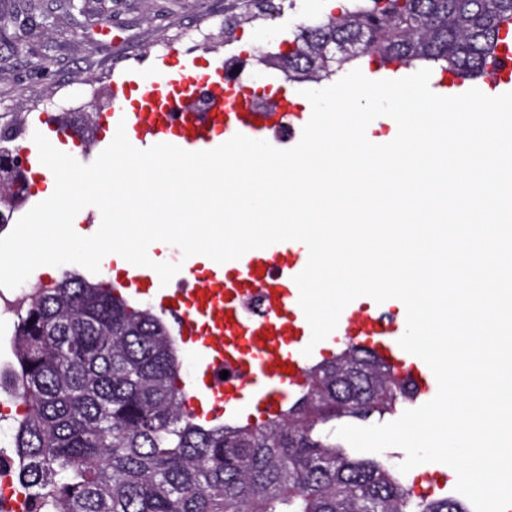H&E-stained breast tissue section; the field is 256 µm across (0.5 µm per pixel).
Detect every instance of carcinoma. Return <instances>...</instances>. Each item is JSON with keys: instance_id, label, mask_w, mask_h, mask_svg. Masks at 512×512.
I'll use <instances>...</instances> for the list:
<instances>
[{"instance_id": "obj_1", "label": "carcinoma", "mask_w": 512, "mask_h": 512, "mask_svg": "<svg viewBox=\"0 0 512 512\" xmlns=\"http://www.w3.org/2000/svg\"><path fill=\"white\" fill-rule=\"evenodd\" d=\"M283 0H227L224 37L273 18ZM23 9L35 25L41 0ZM512 51V0H339L252 65L318 83L373 54L400 68L476 76ZM79 136L97 112L80 113ZM16 313L15 359L0 370L24 406L8 447L42 512H468L415 497L390 470L346 455L333 421L392 413L416 394L365 349L312 366L283 415L204 425L184 408L170 324L101 282L67 272Z\"/></svg>"}]
</instances>
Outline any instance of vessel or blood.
<instances>
[{
	"mask_svg": "<svg viewBox=\"0 0 512 512\" xmlns=\"http://www.w3.org/2000/svg\"><path fill=\"white\" fill-rule=\"evenodd\" d=\"M136 82L133 72L113 78V97L131 99L132 104L111 118L124 122L127 136L141 149L169 143L185 150H211L227 137H257L293 116L285 99L275 107L258 109L250 97L225 82L220 68L166 76L135 97L131 91ZM202 91L210 100L209 110L185 109V101ZM282 252L276 243L206 266L203 281L190 287L159 289L150 268L128 264L117 269L118 289L131 298L148 299L154 311L171 316L173 335L191 342L196 364L186 385L194 417L264 422L277 417L304 385L308 359L303 350L311 340V328L299 306L294 278L305 263L281 261ZM255 293L263 299L264 312L249 317L241 302ZM401 336L385 305L367 308L353 302L342 311L328 340L369 350L420 392H427L434 374L421 358L400 347Z\"/></svg>",
	"mask_w": 512,
	"mask_h": 512,
	"instance_id": "obj_1",
	"label": "vessel or blood"
}]
</instances>
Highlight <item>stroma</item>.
I'll list each match as a JSON object with an SVG mask.
<instances>
[{
	"label": "stroma",
	"mask_w": 512,
	"mask_h": 512,
	"mask_svg": "<svg viewBox=\"0 0 512 512\" xmlns=\"http://www.w3.org/2000/svg\"><path fill=\"white\" fill-rule=\"evenodd\" d=\"M52 26L38 29L27 53L14 56L0 42V131L19 134L23 147L34 133L49 134L50 121L65 98L90 102L92 92L112 87L113 73L136 71L145 80L160 77L155 62L165 51L213 66L229 56L291 40L304 22L328 13L329 0H291L275 18L238 30L237 41L224 38V0H86V15L68 12L63 0H44ZM200 29L190 42L183 33ZM50 55L53 65L38 61Z\"/></svg>",
	"instance_id": "stroma-1"
}]
</instances>
